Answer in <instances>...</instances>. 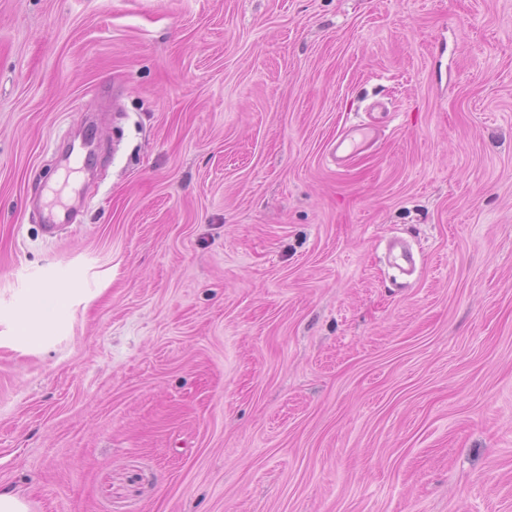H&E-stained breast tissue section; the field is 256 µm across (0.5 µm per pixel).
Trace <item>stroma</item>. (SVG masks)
I'll return each instance as SVG.
<instances>
[{
    "mask_svg": "<svg viewBox=\"0 0 512 512\" xmlns=\"http://www.w3.org/2000/svg\"><path fill=\"white\" fill-rule=\"evenodd\" d=\"M37 288L70 294L33 346ZM0 486L512 512V0H0ZM369 136V128L364 125L343 127L336 140L329 145L332 163L342 166L345 161L356 156ZM64 178L62 183L56 182L48 189V195L51 199L44 202L47 207V221L43 225L44 233L49 236H55L56 232L61 228L74 222V210L69 203L65 189L68 186L72 176L83 174L89 170V159L87 156L70 154L62 166ZM53 297L54 305L64 307L68 302V294L64 288H38L32 294V300L17 324V338L20 340H33L38 336H28L30 327L35 322L47 321L50 317L47 310L46 295Z\"/></svg>",
    "mask_w": 512,
    "mask_h": 512,
    "instance_id": "obj_1",
    "label": "stroma"
}]
</instances>
